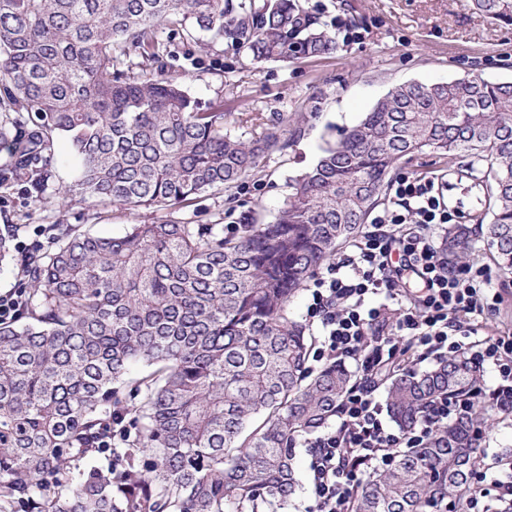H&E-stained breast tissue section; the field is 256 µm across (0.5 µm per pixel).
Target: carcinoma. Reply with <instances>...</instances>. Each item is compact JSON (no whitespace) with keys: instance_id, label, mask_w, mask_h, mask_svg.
Listing matches in <instances>:
<instances>
[{"instance_id":"1","label":"carcinoma","mask_w":512,"mask_h":512,"mask_svg":"<svg viewBox=\"0 0 512 512\" xmlns=\"http://www.w3.org/2000/svg\"><path fill=\"white\" fill-rule=\"evenodd\" d=\"M512 24V0H472ZM205 34L252 62L336 52L302 0H0V183L40 200L57 145L69 143L66 194L169 219L97 235L56 224L23 259L24 305L0 321V512H265L299 489L290 445L326 425L352 381L342 364L312 373V337L290 302L385 200L402 160L427 152L482 189L473 220L512 273V82L480 76L406 83L326 142L296 176L271 224L226 235L176 215L224 193L288 145L281 122L244 142L224 110L147 72L161 34ZM142 58L120 69L116 53ZM468 248L448 234V263ZM462 359L385 385L391 420L409 427L433 398L474 394ZM132 447H106L112 416ZM489 418L475 404L419 448L397 452L356 492L352 512L464 507Z\"/></svg>"}]
</instances>
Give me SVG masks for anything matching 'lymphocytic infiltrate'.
<instances>
[{"mask_svg":"<svg viewBox=\"0 0 512 512\" xmlns=\"http://www.w3.org/2000/svg\"><path fill=\"white\" fill-rule=\"evenodd\" d=\"M441 176L398 177L389 203L348 253L315 274L304 318L318 329L321 365L352 363L355 379L334 424L306 439L310 503L306 512H351L368 472L394 449L423 444L451 409L446 397L425 408L407 432L389 427L378 392L385 376L454 356L491 371L480 394L512 416V331L489 327L503 297L477 260L449 265L435 232L456 223ZM472 479V503L512 502V460L490 450Z\"/></svg>","mask_w":512,"mask_h":512,"instance_id":"obj_1","label":"lymphocytic infiltrate"}]
</instances>
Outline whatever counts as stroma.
Instances as JSON below:
<instances>
[{"mask_svg":"<svg viewBox=\"0 0 512 512\" xmlns=\"http://www.w3.org/2000/svg\"><path fill=\"white\" fill-rule=\"evenodd\" d=\"M328 23L358 16L337 29L336 53L269 62L258 66L225 47H210L206 36L188 40L165 36L158 67L202 101H219L231 133L249 138L263 123L290 117L289 145L267 156L234 194L205 193L181 211L190 224H268L288 194L289 180L312 168L326 140L357 123L392 86L406 82H447L477 74L491 82L512 81V25L490 22L471 0H304ZM400 174L444 175L448 205L462 216L478 206L480 188L458 178L429 155L401 163ZM68 163H60L33 199L24 186L0 187V227L19 225L26 242L42 225L84 224L101 234H118L131 224H157L166 213L154 208L124 209L92 200L68 199Z\"/></svg>","mask_w":512,"mask_h":512,"instance_id":"stroma-1","label":"stroma"}]
</instances>
